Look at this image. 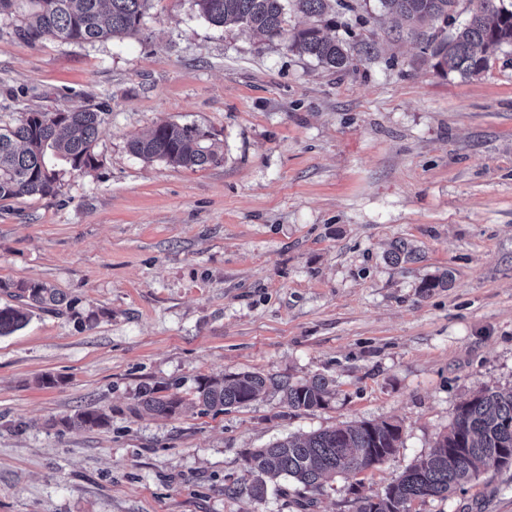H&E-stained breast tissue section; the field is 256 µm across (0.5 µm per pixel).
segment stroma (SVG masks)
Here are the masks:
<instances>
[{
  "instance_id": "obj_1",
  "label": "stroma",
  "mask_w": 512,
  "mask_h": 512,
  "mask_svg": "<svg viewBox=\"0 0 512 512\" xmlns=\"http://www.w3.org/2000/svg\"><path fill=\"white\" fill-rule=\"evenodd\" d=\"M326 68L192 0H151L139 38H17L0 16V125L110 109L86 174L56 160L55 196L0 202V279L75 303L0 337V512H301L294 484L253 500L242 454L341 423L395 420L401 448L339 474L310 512H355L446 432L476 391L512 387V46L474 77L441 69L378 0H343ZM223 146L203 168L146 162L158 122ZM416 260L395 261L396 241ZM445 273L447 287L422 283ZM98 313L93 328L78 315ZM334 380L326 408L270 393L203 411L200 378ZM52 387L38 386L43 376ZM184 396L139 413L143 387ZM103 409L106 428L54 421ZM412 512H512V467Z\"/></svg>"
}]
</instances>
